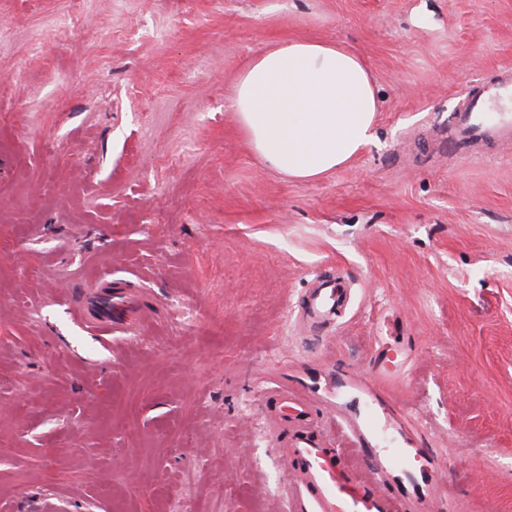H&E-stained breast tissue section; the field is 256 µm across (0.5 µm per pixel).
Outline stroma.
<instances>
[{
	"mask_svg": "<svg viewBox=\"0 0 512 512\" xmlns=\"http://www.w3.org/2000/svg\"><path fill=\"white\" fill-rule=\"evenodd\" d=\"M340 42L377 139L313 181L232 109L257 54ZM512 68V0H0V512H287L268 387L375 416L444 477L433 512H512V140L448 158L468 89ZM350 297L316 326L322 274ZM109 282L144 315L100 333ZM391 375L368 410L353 369ZM91 296L87 302H81L79 311L83 318L95 329L107 332L112 328V323L123 320L128 316L142 313L139 300L129 288L121 289V308L116 309L113 317L103 308L102 300L105 296L112 295V288H89Z\"/></svg>",
	"mask_w": 512,
	"mask_h": 512,
	"instance_id": "stroma-1",
	"label": "stroma"
}]
</instances>
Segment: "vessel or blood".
<instances>
[{"mask_svg": "<svg viewBox=\"0 0 512 512\" xmlns=\"http://www.w3.org/2000/svg\"><path fill=\"white\" fill-rule=\"evenodd\" d=\"M479 100L456 113L448 135L449 155H459L462 146L477 145L495 137L512 138V110L502 100L512 101V68L479 90ZM105 288H95L86 304L80 305L83 318L95 329L109 331L114 320L140 313L141 306L131 289H123L122 306L108 313L102 301ZM345 290L329 278L313 289L305 302L306 317L323 323L338 317L343 308ZM271 405L293 411L296 427L284 434L281 453L287 465L291 488L289 512H400L404 501H415L414 512H427L438 473L433 455L421 448H365V437L354 431L352 443L365 448L376 468L374 480L355 478L342 468L337 449L314 434V406L306 397L280 386L270 391Z\"/></svg>", "mask_w": 512, "mask_h": 512, "instance_id": "1", "label": "vessel or blood"}]
</instances>
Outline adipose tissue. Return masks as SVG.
I'll list each match as a JSON object with an SVG mask.
<instances>
[{
	"mask_svg": "<svg viewBox=\"0 0 512 512\" xmlns=\"http://www.w3.org/2000/svg\"><path fill=\"white\" fill-rule=\"evenodd\" d=\"M233 108L248 145L271 168L308 181L348 165L373 141L379 101L359 56L299 38L250 61Z\"/></svg>",
	"mask_w": 512,
	"mask_h": 512,
	"instance_id": "ef3b65f1",
	"label": "adipose tissue"
}]
</instances>
